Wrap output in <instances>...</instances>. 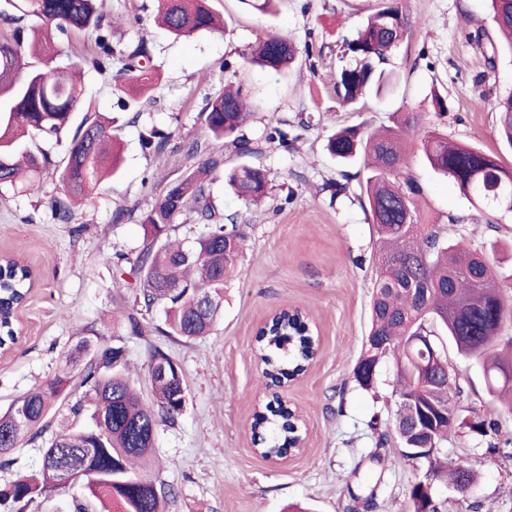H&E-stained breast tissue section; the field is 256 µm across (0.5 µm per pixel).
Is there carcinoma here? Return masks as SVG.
<instances>
[{"label": "carcinoma", "instance_id": "obj_1", "mask_svg": "<svg viewBox=\"0 0 512 512\" xmlns=\"http://www.w3.org/2000/svg\"><path fill=\"white\" fill-rule=\"evenodd\" d=\"M488 2L512 53V0ZM157 3L159 25L171 35L191 37L217 29L218 14L208 0ZM12 6L14 13L0 15V186L37 195L43 171H55L61 191L49 199V207L58 222L69 224L75 201L89 195L105 172L116 173L122 162V140L112 118L83 97L76 75L92 68L115 90L142 92L147 77L141 63L150 61L149 43L142 36L112 42L108 0H13ZM28 17L41 24L27 27ZM410 34L401 0H386L344 43L343 55L352 64L336 75L340 102L351 105L374 87L392 85L394 77L382 65ZM297 53L292 41L272 37L259 42L247 61L279 72L295 62ZM251 107L242 73L236 87L208 98L201 112L208 136L231 144L241 155L260 154L242 130ZM496 112L501 139L512 148V93L497 101ZM408 132L416 135L430 167L472 202L496 206L503 198L512 201V170L477 148L448 141L423 126L414 112L393 127L345 128L326 143L329 155L341 163L363 161L364 197L377 233L371 326L354 378L361 388L371 389L383 360H396L401 456L425 468L423 479L411 488L408 512H440L432 499L433 482H443L465 499L476 486L475 474L464 461L450 467L445 457L415 459L407 449H439L457 429L484 436L493 424L475 409L466 416L459 413L462 389L444 347L433 350L417 338L444 334L458 354L479 366L489 394L506 401L512 415V336L502 334L507 308L488 259L464 238L448 241L445 227L423 222L421 187L406 172ZM37 137L65 143L61 163L28 146ZM169 139L153 128L142 136V148L158 156ZM181 149L193 164L166 182L163 194L140 214L144 244L130 271L117 266L113 277L132 276L135 303L147 309L164 306L165 335L196 340L209 335L221 316L224 286L237 270L246 241L241 225L224 218L213 185L222 180L237 195L259 203L267 196L268 176L259 165L226 167L224 153L196 137L185 138ZM181 217L204 228L190 243L170 236ZM27 288L21 267L6 275L3 296ZM259 341L264 377L273 381L288 378L308 362L315 337L297 321L286 320ZM77 351L86 354L77 372L55 377L0 414V471L16 464L19 443L42 437L57 414L64 411L72 418L64 430L52 433L37 469L0 482V512H41L51 491L71 486L58 469L81 475L77 484L84 494L73 512H165L175 498L173 488L160 483L158 493L148 497L141 482L149 481L143 469L156 448L159 426L175 424L183 411L179 364L159 349L150 352L153 401L148 403L127 372L123 346L92 349L84 340ZM156 363L166 365L167 375L155 374ZM251 430L265 456L287 453L296 436L281 404L269 403L255 413Z\"/></svg>", "mask_w": 512, "mask_h": 512}]
</instances>
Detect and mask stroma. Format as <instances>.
<instances>
[{
	"mask_svg": "<svg viewBox=\"0 0 512 512\" xmlns=\"http://www.w3.org/2000/svg\"><path fill=\"white\" fill-rule=\"evenodd\" d=\"M152 0H109L119 18L114 38L150 35L149 98L120 110L118 96L95 71L82 86L98 111L116 117L124 161L76 209L58 223L47 202L60 191L55 173L29 195L0 188V253L30 265L35 288L19 312V336L0 356V412L33 388L68 370V355L81 340L126 347L131 377L150 397L148 352L158 348L176 361L186 385L185 407L175 424L160 426L148 476L174 486L166 512H284L299 503L310 512H406L422 468L401 456L396 433L397 368L385 359L373 389L353 378L369 327L375 278L376 233L361 202L359 165L344 166L325 149L335 131L365 124L393 125L398 114L416 112L423 125L450 141L497 156L512 166V148L498 129L497 100L512 93V57L488 62L486 39H498L487 0H404L412 35L389 64L392 90L368 94L344 106L333 84L342 46L380 8L381 0H210L223 17L224 33L174 38L154 24ZM297 45L312 43L319 55L298 54L289 70L246 65L245 55L265 35ZM247 72L253 117L244 132L260 144L257 162L269 172L260 204L216 184L217 203L247 234L235 277L224 288V311L213 332L186 341L162 335L161 307L141 311L143 335L130 333L121 316L126 288L114 281L102 255L132 254L144 242L136 218L159 196L163 182L190 165L181 150L184 133L206 138L199 114L205 98ZM448 99L435 112L431 96ZM287 126L289 147L267 143L272 127ZM170 133L164 153L146 155L141 137L151 129ZM408 172L422 188L429 222L446 226L449 238L467 237L472 248L497 257L512 242V211L471 203L457 186L435 173L417 145H410ZM345 183L340 195L328 185ZM457 223H448V216ZM299 309L319 339L307 372L275 388L262 376L256 335L275 312ZM448 364L463 390L459 405L499 424L486 436L453 433L442 450L462 459L478 476L467 506L445 485L435 487L441 512H512V414L488 394L479 368L446 346ZM280 397L302 417L301 450L276 459L254 449L255 411Z\"/></svg>",
	"mask_w": 512,
	"mask_h": 512,
	"instance_id": "35a3bbf8",
	"label": "stroma"
}]
</instances>
